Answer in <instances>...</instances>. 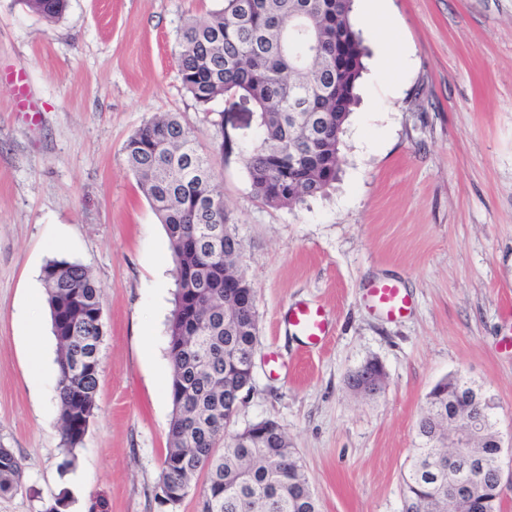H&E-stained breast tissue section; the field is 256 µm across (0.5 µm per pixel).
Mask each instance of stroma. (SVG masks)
<instances>
[{"label":"stroma","instance_id":"stroma-1","mask_svg":"<svg viewBox=\"0 0 512 512\" xmlns=\"http://www.w3.org/2000/svg\"><path fill=\"white\" fill-rule=\"evenodd\" d=\"M221 5L69 0L49 22L0 0V448L24 463L0 512H166L155 495L173 411L174 263L125 154L165 112L211 153L257 291L252 387L234 427L276 421L320 512H402L417 420L448 375L487 390L512 439V0H389L406 60L393 66L384 31L365 33L340 177L291 209L258 201L240 156L216 151L226 134L254 141L252 102L227 96L207 113L181 86L177 32ZM53 258L84 264L103 288L97 410L70 454L40 301ZM379 282L408 295L402 317L372 306L366 290ZM300 304L321 308L320 343L289 325ZM32 312L39 371L19 323ZM371 359L381 389L353 390L350 375Z\"/></svg>","mask_w":512,"mask_h":512}]
</instances>
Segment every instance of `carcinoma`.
<instances>
[{"label":"carcinoma","instance_id":"obj_1","mask_svg":"<svg viewBox=\"0 0 512 512\" xmlns=\"http://www.w3.org/2000/svg\"><path fill=\"white\" fill-rule=\"evenodd\" d=\"M68 0H24L33 13L62 16ZM354 0H224L177 33L183 89L204 110L226 95L253 102L259 137L240 151L254 196L293 208L334 183L344 125L358 104L364 65ZM137 184L164 225L173 255L176 294L168 323L173 367V414L162 463L160 506L182 501L202 470L200 512H320L287 433L272 420L246 431L224 427V397L250 380L245 364L258 335L257 292L236 288L242 243L215 187L209 155L193 127L169 112L140 126L126 144ZM41 281L56 338L58 424L67 451L80 446L83 423L97 410L101 371L103 293L86 266L50 259ZM473 384L439 381L416 425L411 466L404 477V512H501L495 448L474 434L469 451L484 466L473 474L475 496L448 501L453 418L472 410ZM22 461L0 448V493L22 488Z\"/></svg>","mask_w":512,"mask_h":512}]
</instances>
